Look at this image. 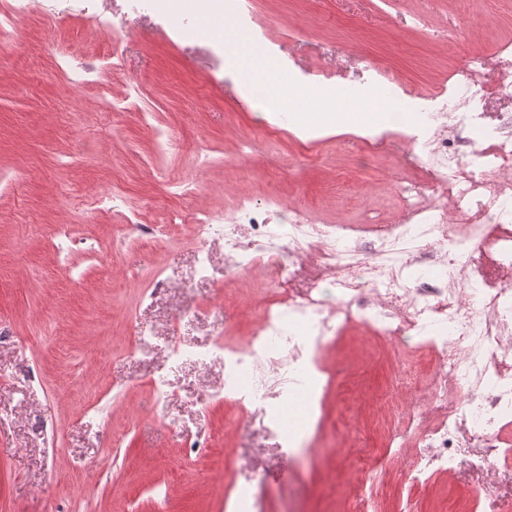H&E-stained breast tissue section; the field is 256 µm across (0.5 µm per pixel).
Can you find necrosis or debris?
<instances>
[{
	"mask_svg": "<svg viewBox=\"0 0 512 512\" xmlns=\"http://www.w3.org/2000/svg\"><path fill=\"white\" fill-rule=\"evenodd\" d=\"M208 16L210 39L245 41L255 60L243 80L258 90L277 81L285 50L259 17L253 0H220L222 16L210 13L213 0H125L132 11ZM502 82L490 92L483 54L468 55L451 94L424 105L389 84L380 91L390 102L389 123L364 130L357 138L362 156L386 149L391 139L406 145L412 160L399 165L392 203L398 219L361 231L352 224H327L276 201L254 203L237 196L223 215L192 217L201 245L196 276H205L211 243L223 242L235 275L257 264L271 267L281 282L295 278L294 260L316 247L329 267L330 287L311 284L302 299L262 307L258 326L246 344L217 339L202 348L172 345L180 360H222L225 397L242 406H261L270 423L305 429L306 417L284 415V398L320 387L317 356L334 326L361 321L406 350L410 332L435 326L430 345L439 370L430 397L437 421L414 412L393 433V447L414 442L418 452L400 474L407 493L431 474L461 464L493 474L512 464V443L501 437L512 424V289L489 287L482 252L493 245L495 271L512 274V56L498 59ZM247 236H240L239 226ZM467 298L481 308L468 316L456 307Z\"/></svg>",
	"mask_w": 512,
	"mask_h": 512,
	"instance_id": "necrosis-or-debris-1",
	"label": "necrosis or debris"
}]
</instances>
